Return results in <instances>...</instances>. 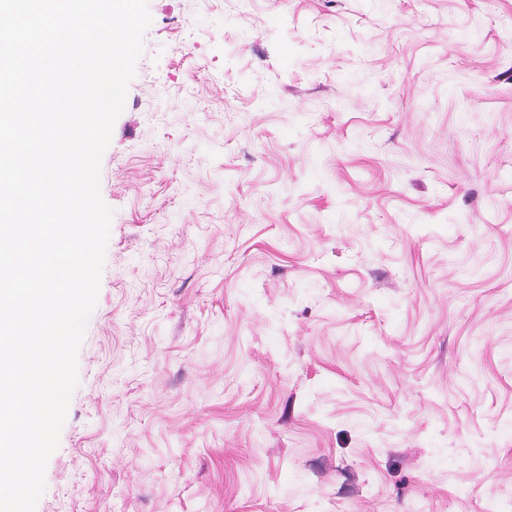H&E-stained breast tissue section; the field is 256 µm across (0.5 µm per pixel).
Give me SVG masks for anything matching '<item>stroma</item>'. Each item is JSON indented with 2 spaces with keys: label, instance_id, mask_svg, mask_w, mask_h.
Returning a JSON list of instances; mask_svg holds the SVG:
<instances>
[{
  "label": "stroma",
  "instance_id": "35a3bbf8",
  "mask_svg": "<svg viewBox=\"0 0 512 512\" xmlns=\"http://www.w3.org/2000/svg\"><path fill=\"white\" fill-rule=\"evenodd\" d=\"M36 512L512 504V0H149Z\"/></svg>",
  "mask_w": 512,
  "mask_h": 512
}]
</instances>
